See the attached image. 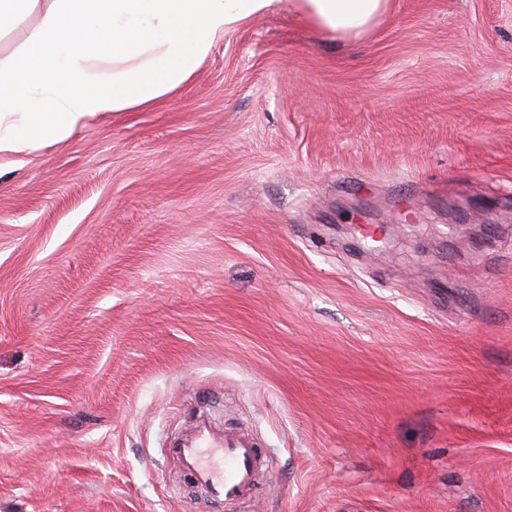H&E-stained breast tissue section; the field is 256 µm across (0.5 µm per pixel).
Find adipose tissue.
<instances>
[{
  "instance_id": "adipose-tissue-1",
  "label": "adipose tissue",
  "mask_w": 512,
  "mask_h": 512,
  "mask_svg": "<svg viewBox=\"0 0 512 512\" xmlns=\"http://www.w3.org/2000/svg\"><path fill=\"white\" fill-rule=\"evenodd\" d=\"M276 0H0V34L36 17L19 54L0 59V160L14 164L96 116L175 92L224 33ZM317 29L358 35L387 0H292Z\"/></svg>"
}]
</instances>
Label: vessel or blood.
<instances>
[{
    "label": "vessel or blood",
    "mask_w": 512,
    "mask_h": 512,
    "mask_svg": "<svg viewBox=\"0 0 512 512\" xmlns=\"http://www.w3.org/2000/svg\"><path fill=\"white\" fill-rule=\"evenodd\" d=\"M170 448L183 473L214 504L245 502L258 492L257 476L268 456L253 437L217 431L212 421L199 422L175 437Z\"/></svg>",
    "instance_id": "obj_1"
}]
</instances>
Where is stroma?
I'll return each instance as SVG.
<instances>
[{
    "label": "stroma",
    "instance_id": "35a3bbf8",
    "mask_svg": "<svg viewBox=\"0 0 512 512\" xmlns=\"http://www.w3.org/2000/svg\"><path fill=\"white\" fill-rule=\"evenodd\" d=\"M512 512V0H290L174 94L0 169V512ZM296 11L317 29L341 35H360L386 11L387 0H292ZM169 446L182 472L212 504L251 500L258 493L259 472L268 468V456L253 437L218 432L210 420L181 432Z\"/></svg>",
    "mask_w": 512,
    "mask_h": 512
}]
</instances>
